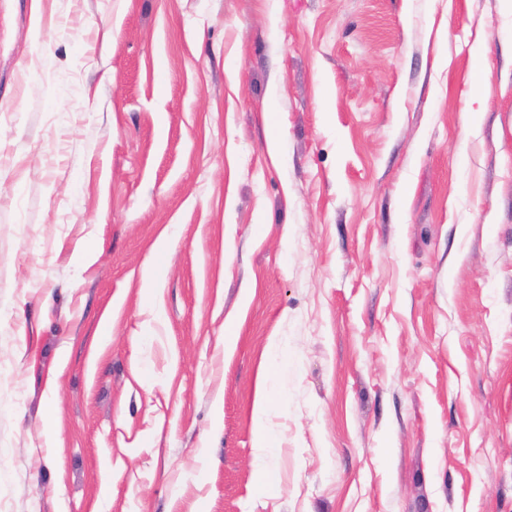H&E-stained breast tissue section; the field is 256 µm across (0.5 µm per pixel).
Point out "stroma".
<instances>
[{
    "mask_svg": "<svg viewBox=\"0 0 512 512\" xmlns=\"http://www.w3.org/2000/svg\"><path fill=\"white\" fill-rule=\"evenodd\" d=\"M42 5L0 0V503L512 512L501 0ZM265 405L264 404H256L253 408V416L256 423V427L259 429L258 438H257V448H261V454L264 457L273 456L279 451L280 445L274 439V437L266 430L264 427V415H265Z\"/></svg>",
    "mask_w": 512,
    "mask_h": 512,
    "instance_id": "35a3bbf8",
    "label": "stroma"
}]
</instances>
